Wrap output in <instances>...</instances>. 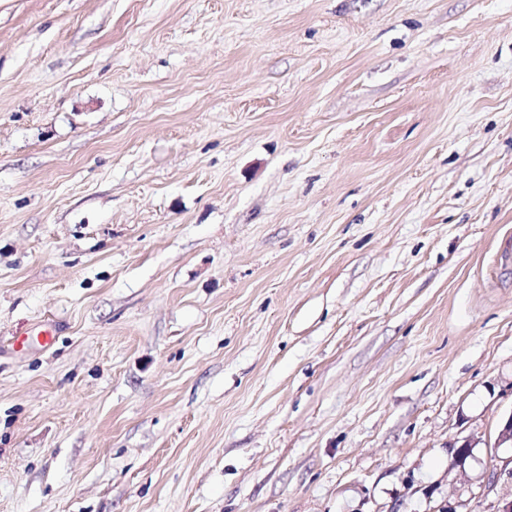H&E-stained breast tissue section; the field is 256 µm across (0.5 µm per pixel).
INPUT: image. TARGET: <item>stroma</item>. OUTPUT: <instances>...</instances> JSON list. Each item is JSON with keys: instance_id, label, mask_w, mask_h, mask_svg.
<instances>
[{"instance_id": "1", "label": "stroma", "mask_w": 512, "mask_h": 512, "mask_svg": "<svg viewBox=\"0 0 512 512\" xmlns=\"http://www.w3.org/2000/svg\"><path fill=\"white\" fill-rule=\"evenodd\" d=\"M510 240L512 0H0V512H500Z\"/></svg>"}]
</instances>
